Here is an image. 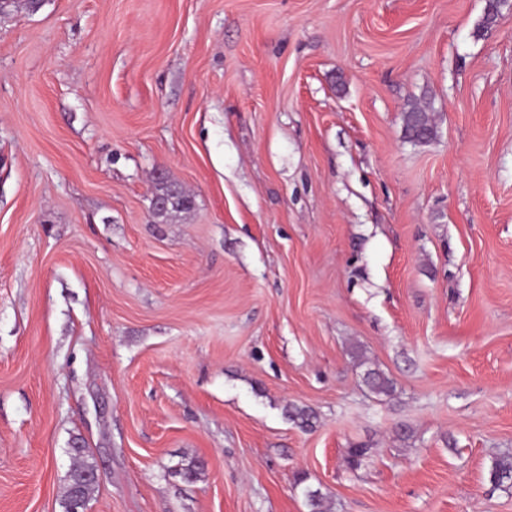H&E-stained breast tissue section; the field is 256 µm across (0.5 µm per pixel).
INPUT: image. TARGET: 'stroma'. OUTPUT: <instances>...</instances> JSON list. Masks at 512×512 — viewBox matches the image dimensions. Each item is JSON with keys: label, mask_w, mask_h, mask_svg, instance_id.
Wrapping results in <instances>:
<instances>
[{"label": "stroma", "mask_w": 512, "mask_h": 512, "mask_svg": "<svg viewBox=\"0 0 512 512\" xmlns=\"http://www.w3.org/2000/svg\"><path fill=\"white\" fill-rule=\"evenodd\" d=\"M486 4L0 16V512H65L78 448L88 512H512V5L481 32ZM160 169L189 212L155 217ZM405 138L414 144H427L435 136L434 126L427 117L424 107L412 103L403 115ZM95 470V467L89 463L83 461L79 465H77L75 468H73L69 474L68 477V485H67V491H66V497H65V510L67 505L68 511V504L70 503L71 499L75 495L76 492H80L81 498L87 503V501L90 498V495L92 491L94 490L96 483L93 481L87 480L83 477V474L86 473H92ZM89 478L97 481L98 480V474L97 470H95L92 474L89 475ZM65 511V512H66Z\"/></svg>", "instance_id": "1"}]
</instances>
